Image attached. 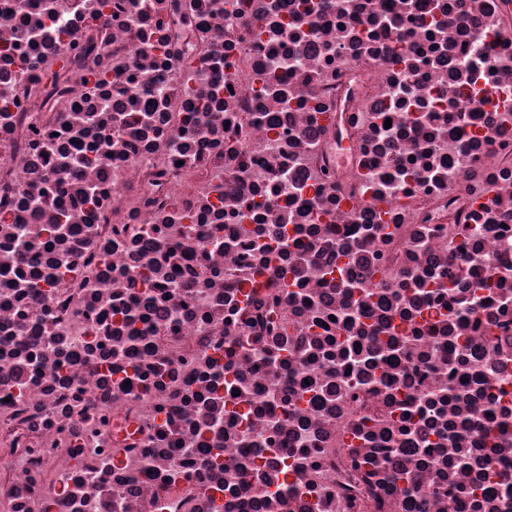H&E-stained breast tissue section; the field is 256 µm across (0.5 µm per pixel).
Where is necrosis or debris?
Instances as JSON below:
<instances>
[{"mask_svg": "<svg viewBox=\"0 0 512 512\" xmlns=\"http://www.w3.org/2000/svg\"><path fill=\"white\" fill-rule=\"evenodd\" d=\"M0 512H512V0H0Z\"/></svg>", "mask_w": 512, "mask_h": 512, "instance_id": "1", "label": "necrosis or debris"}]
</instances>
